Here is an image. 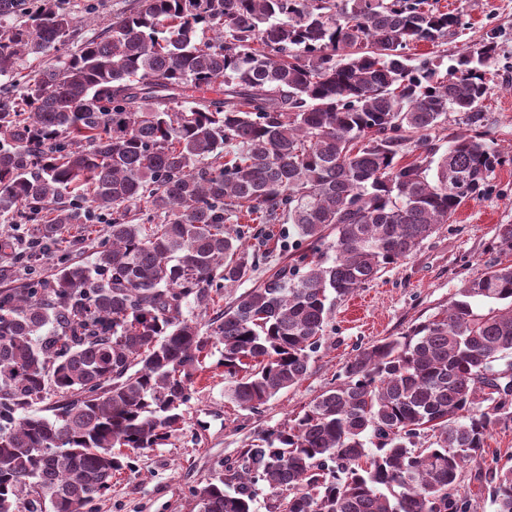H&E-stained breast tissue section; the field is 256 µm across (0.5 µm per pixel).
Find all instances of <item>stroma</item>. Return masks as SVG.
I'll use <instances>...</instances> for the list:
<instances>
[{"instance_id":"35a3bbf8","label":"stroma","mask_w":512,"mask_h":512,"mask_svg":"<svg viewBox=\"0 0 512 512\" xmlns=\"http://www.w3.org/2000/svg\"><path fill=\"white\" fill-rule=\"evenodd\" d=\"M142 0H66L86 37L102 32L113 17L128 15ZM441 10L459 14L465 30L449 32L439 43H420L414 57H440L453 64L486 31L496 32V63L487 76L484 130L494 149H512V0H438ZM488 191L466 200L448 223L426 238L406 258L380 271L357 294L335 301L318 352L305 378L281 391L259 410L237 407L218 355L206 358L184 407L185 422L167 444L129 454V468L112 480L98 502V512H200L192 494L225 467L235 465L241 449L256 443L265 430L289 424L324 391L336 386L359 348L396 338L433 318L455 298L464 281L480 276L494 260L512 262V252L495 248V229L512 224V162L496 167ZM260 225L246 229L243 242L255 255L246 280L226 288L225 302L256 287L281 267L292 264L303 246L293 225H273L263 239ZM488 451L466 462L459 495L477 512H495L489 473L512 464V420L498 424L487 440Z\"/></svg>"}]
</instances>
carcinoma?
Returning <instances> with one entry per match:
<instances>
[{"label": "carcinoma", "mask_w": 512, "mask_h": 512, "mask_svg": "<svg viewBox=\"0 0 512 512\" xmlns=\"http://www.w3.org/2000/svg\"><path fill=\"white\" fill-rule=\"evenodd\" d=\"M460 25L428 0H143L85 38L57 5L0 0V76L57 53L0 91V214L29 236L15 259L69 253L74 227L110 217L93 265L0 289V512H98L127 451L180 431L214 348L241 408L298 384L330 297L488 190L506 161L480 131L495 31L443 73L409 55ZM450 112L465 128L436 160L429 135ZM283 220L308 242L299 265L204 331L183 315L252 269L224 225ZM49 396L51 415L32 410ZM507 419L512 264L495 260L403 339L359 349L294 424L194 495L201 512H251L264 481L275 512H471L461 470ZM490 483L512 512V466Z\"/></svg>", "instance_id": "cac0c4a2"}]
</instances>
